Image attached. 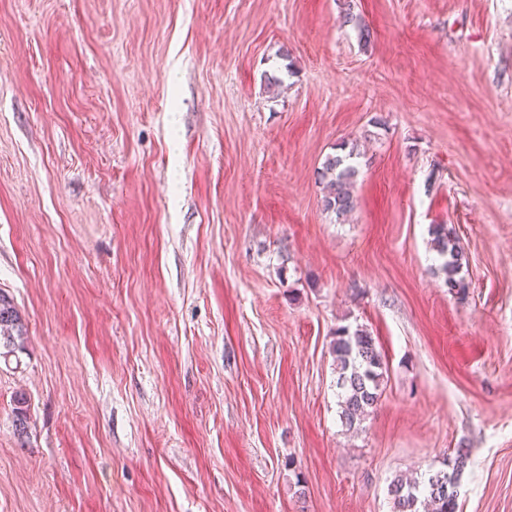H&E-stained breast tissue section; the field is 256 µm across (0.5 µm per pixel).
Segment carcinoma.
I'll use <instances>...</instances> for the list:
<instances>
[{
    "mask_svg": "<svg viewBox=\"0 0 512 512\" xmlns=\"http://www.w3.org/2000/svg\"><path fill=\"white\" fill-rule=\"evenodd\" d=\"M339 21L343 25H354L364 43L371 41L372 33L354 14L351 0L343 3ZM337 149L339 153L326 158L319 177L323 184L324 210L342 220L357 206L355 184L359 176L356 162L359 150L358 144L348 141L340 143ZM430 233L433 250L443 259L441 267L448 290L461 291L465 288L460 276L465 256L457 237L446 224L433 225ZM24 335L25 326L16 306L0 292V340L10 346ZM332 351L338 374L337 387L341 390L340 418L345 427L353 429L377 406L387 364L375 338L361 326L337 327ZM468 459L469 455L459 450L448 461L447 469L429 474L420 484L399 478L394 480L388 488L393 512H458L456 493L448 485V478L458 479Z\"/></svg>",
    "mask_w": 512,
    "mask_h": 512,
    "instance_id": "carcinoma-1",
    "label": "carcinoma"
}]
</instances>
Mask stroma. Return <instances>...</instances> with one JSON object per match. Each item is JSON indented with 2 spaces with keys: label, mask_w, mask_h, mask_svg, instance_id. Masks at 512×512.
<instances>
[{
  "label": "stroma",
  "mask_w": 512,
  "mask_h": 512,
  "mask_svg": "<svg viewBox=\"0 0 512 512\" xmlns=\"http://www.w3.org/2000/svg\"><path fill=\"white\" fill-rule=\"evenodd\" d=\"M353 6L370 44L339 0H0V512H392L461 449L458 512H512V0ZM337 150L342 153L326 158L319 177L323 184L324 210L334 213L338 220H343L357 206L354 188L360 171L355 160L360 153L356 142L343 141ZM430 233L433 250L443 259L441 267L446 275L448 290L458 293L465 288L464 279L460 276L465 256L457 237L445 224H434ZM25 326L13 301L0 292V343L3 339L6 346L15 345L16 339H23ZM337 369L340 418L349 430L374 409L381 397L387 364L375 338L362 326H339L332 343Z\"/></svg>",
  "instance_id": "obj_1"
}]
</instances>
